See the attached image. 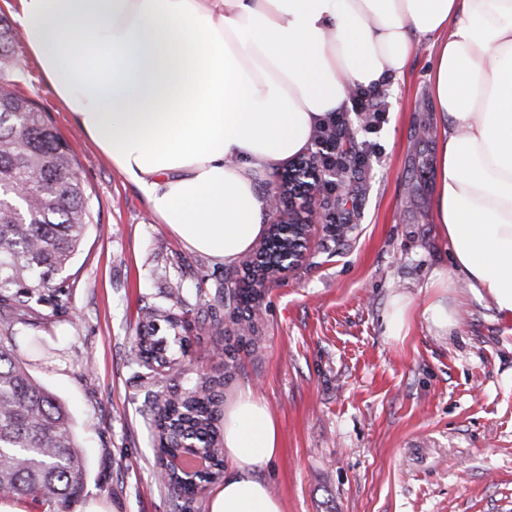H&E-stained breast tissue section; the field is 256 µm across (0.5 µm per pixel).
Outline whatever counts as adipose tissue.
I'll use <instances>...</instances> for the list:
<instances>
[{
	"instance_id": "obj_1",
	"label": "adipose tissue",
	"mask_w": 512,
	"mask_h": 512,
	"mask_svg": "<svg viewBox=\"0 0 512 512\" xmlns=\"http://www.w3.org/2000/svg\"><path fill=\"white\" fill-rule=\"evenodd\" d=\"M27 50L113 170L184 247L227 265L266 230L262 185L355 89L430 40L434 219L452 272L512 315V0H18ZM279 432L249 386L224 409L209 512H284Z\"/></svg>"
}]
</instances>
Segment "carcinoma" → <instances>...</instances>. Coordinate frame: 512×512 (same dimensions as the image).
<instances>
[{"label":"carcinoma","instance_id":"obj_1","mask_svg":"<svg viewBox=\"0 0 512 512\" xmlns=\"http://www.w3.org/2000/svg\"><path fill=\"white\" fill-rule=\"evenodd\" d=\"M15 51L0 53V490L46 504L60 512L84 488L87 464L76 451L72 418L62 401L28 371L23 353L38 355L45 344L36 335L18 338L51 307L55 316L72 308L66 271L80 252L92 223L89 194L67 143L49 125L34 101L18 89L10 70ZM288 225L271 224L262 249L242 263L243 276L224 289L236 343L255 342V310L268 274L266 256L286 248ZM169 314L148 308L136 339L134 362L153 373L149 411L159 438V455L194 444L211 461L199 482L221 474L223 396L206 386L165 393L154 377L175 358L162 352L188 343Z\"/></svg>","mask_w":512,"mask_h":512}]
</instances>
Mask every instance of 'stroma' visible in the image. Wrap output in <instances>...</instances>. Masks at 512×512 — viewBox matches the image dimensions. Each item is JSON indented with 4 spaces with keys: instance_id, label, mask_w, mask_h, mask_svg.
<instances>
[{
    "instance_id": "obj_1",
    "label": "stroma",
    "mask_w": 512,
    "mask_h": 512,
    "mask_svg": "<svg viewBox=\"0 0 512 512\" xmlns=\"http://www.w3.org/2000/svg\"><path fill=\"white\" fill-rule=\"evenodd\" d=\"M14 79L70 146L90 194L93 222L70 267L74 309L28 325L57 336L31 374L69 409L88 474L82 504L109 512H178L158 477L156 431L147 413L144 371L130 352L145 308L175 309L191 339L197 372L223 377L232 399L252 386L279 428V452L262 469L284 512H512V316L458 283L444 301L457 326L443 334L425 321L434 271L451 266L434 234L433 160L437 130L428 76L434 56L420 43L406 73L381 91L385 122L365 129L348 112L344 147L368 168L319 192L306 262L260 300L257 345L236 353L226 374L225 280L234 267L184 248L157 223L58 101L25 48ZM204 302H197V294ZM410 300L407 334L387 336L395 295Z\"/></svg>"
}]
</instances>
